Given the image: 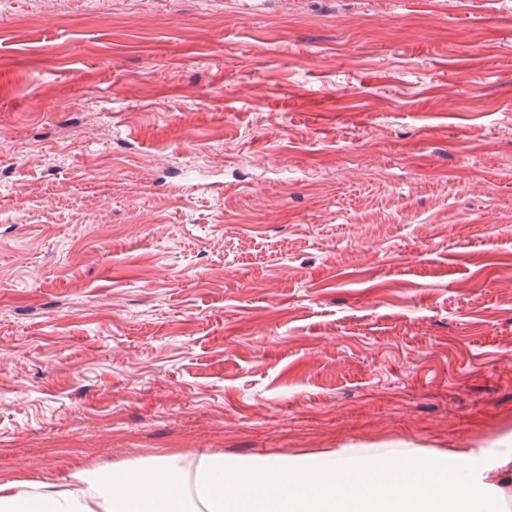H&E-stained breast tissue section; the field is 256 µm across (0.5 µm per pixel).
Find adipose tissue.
Listing matches in <instances>:
<instances>
[{
  "label": "adipose tissue",
  "mask_w": 512,
  "mask_h": 512,
  "mask_svg": "<svg viewBox=\"0 0 512 512\" xmlns=\"http://www.w3.org/2000/svg\"><path fill=\"white\" fill-rule=\"evenodd\" d=\"M512 444L471 457L452 448L395 469L332 451L282 458L168 455L62 481L0 484V512H498Z\"/></svg>",
  "instance_id": "adipose-tissue-1"
}]
</instances>
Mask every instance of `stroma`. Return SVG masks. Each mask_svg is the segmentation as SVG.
I'll return each instance as SVG.
<instances>
[{"label": "stroma", "instance_id": "1", "mask_svg": "<svg viewBox=\"0 0 512 512\" xmlns=\"http://www.w3.org/2000/svg\"><path fill=\"white\" fill-rule=\"evenodd\" d=\"M512 442V0H0V483Z\"/></svg>", "mask_w": 512, "mask_h": 512}]
</instances>
